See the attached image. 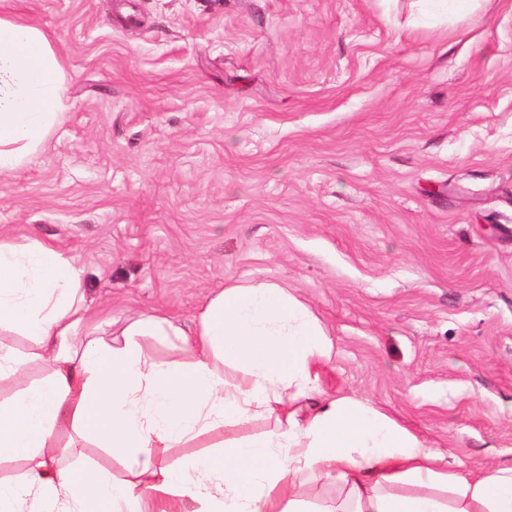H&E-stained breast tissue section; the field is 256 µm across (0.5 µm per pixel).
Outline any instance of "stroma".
<instances>
[{"label":"stroma","instance_id":"obj_1","mask_svg":"<svg viewBox=\"0 0 512 512\" xmlns=\"http://www.w3.org/2000/svg\"><path fill=\"white\" fill-rule=\"evenodd\" d=\"M0 0L48 31L62 119L0 173V239L75 256L97 337L274 282L349 397L454 469L512 465V0ZM166 449L182 464L275 429Z\"/></svg>","mask_w":512,"mask_h":512}]
</instances>
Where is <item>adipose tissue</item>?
<instances>
[{
  "label": "adipose tissue",
  "instance_id": "adipose-tissue-1",
  "mask_svg": "<svg viewBox=\"0 0 512 512\" xmlns=\"http://www.w3.org/2000/svg\"><path fill=\"white\" fill-rule=\"evenodd\" d=\"M63 71L50 35L0 14V172L22 167L62 109ZM77 260L37 239L0 240V329L32 341L27 356L0 350V382L27 361L50 368L40 384L0 403V512H305L300 476L344 496L331 512H512V466L449 471L422 439L376 409L337 398L308 410L314 365L333 344L309 308L273 282L230 285L210 298L194 335L178 320L144 314L114 346L82 336L88 324ZM145 336L182 339L187 360L149 356ZM238 371L226 383L224 367ZM275 431L188 466L160 451L254 415ZM89 436L128 469L62 468L74 437Z\"/></svg>",
  "mask_w": 512,
  "mask_h": 512
}]
</instances>
